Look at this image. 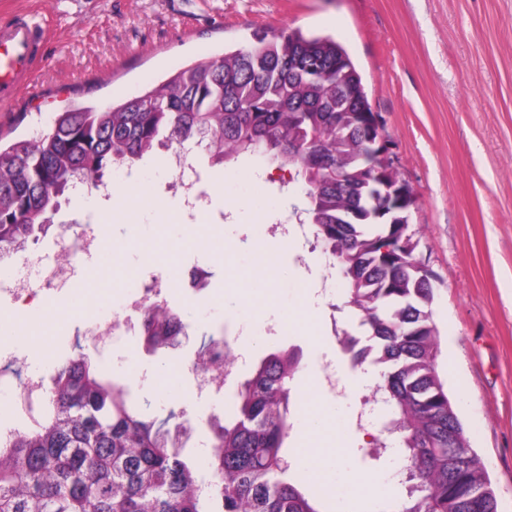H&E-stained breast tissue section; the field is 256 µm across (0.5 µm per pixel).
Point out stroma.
<instances>
[{"label": "stroma", "mask_w": 512, "mask_h": 512, "mask_svg": "<svg viewBox=\"0 0 512 512\" xmlns=\"http://www.w3.org/2000/svg\"><path fill=\"white\" fill-rule=\"evenodd\" d=\"M16 14L38 15L51 35L37 73L14 103L0 106L7 140L35 138L59 112L121 102L257 31L329 35L347 49L415 195L409 223L420 237L416 256L433 275L439 369L496 487L498 512H512V0H0V23ZM194 164L223 223L206 214L193 225L177 218L163 150L132 168L145 209L85 188L81 203L63 201L55 223L98 215L93 229L104 246L85 258L82 287L34 303L22 321L7 320L16 305L0 302V372L17 381L30 372L52 377L55 361L75 353L88 325L112 319L142 274L162 275L166 300L185 324L175 349L122 352L101 367L152 414H175L189 427L186 446L207 479L212 435L196 420L223 414L224 403L200 394L188 366L208 337L237 336L255 361L279 344L300 351L296 430L327 400L310 384L313 345L335 355L339 375L358 371L333 332L347 315L329 317L308 286L325 251L283 250L270 230L304 207L298 185L282 186L281 171L253 159L213 166L198 156ZM160 205L170 219L156 218ZM195 266L209 273L198 294L182 286ZM12 354L23 366L9 362ZM361 399L337 395L344 417L323 441L343 448L355 471L381 478L376 512H401L403 462L359 441Z\"/></svg>", "instance_id": "obj_1"}]
</instances>
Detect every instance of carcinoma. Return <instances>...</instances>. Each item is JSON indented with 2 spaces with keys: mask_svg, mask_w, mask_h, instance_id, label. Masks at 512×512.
Masks as SVG:
<instances>
[{
  "mask_svg": "<svg viewBox=\"0 0 512 512\" xmlns=\"http://www.w3.org/2000/svg\"><path fill=\"white\" fill-rule=\"evenodd\" d=\"M372 111L347 51L329 37L254 34L246 47L183 67L119 104L60 112L51 129L0 147V255L37 239L65 192L92 187L118 165L160 147L204 144L213 165L261 158L302 184L301 214L314 242L336 260L342 307L355 332L334 328L352 364L380 371L409 501L401 512H497L481 457L448 397L438 365L431 274L414 252L380 257L394 213L365 216L377 162L359 116ZM304 126L314 135L288 151ZM143 348L164 354L185 332L164 303L143 317ZM300 369L293 348L270 350L239 381L233 412L210 424L212 477L129 389L107 380L78 348L59 362L41 420L0 438V512H319L289 479V417Z\"/></svg>",
  "mask_w": 512,
  "mask_h": 512,
  "instance_id": "obj_1",
  "label": "carcinoma"
}]
</instances>
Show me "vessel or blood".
Wrapping results in <instances>:
<instances>
[{
    "label": "vessel or blood",
    "mask_w": 512,
    "mask_h": 512,
    "mask_svg": "<svg viewBox=\"0 0 512 512\" xmlns=\"http://www.w3.org/2000/svg\"><path fill=\"white\" fill-rule=\"evenodd\" d=\"M44 36L41 25L14 18L0 25V103L16 100L17 90L32 73Z\"/></svg>",
    "instance_id": "obj_1"
}]
</instances>
